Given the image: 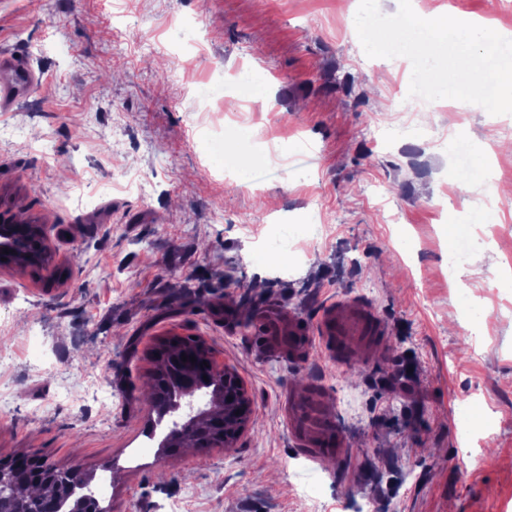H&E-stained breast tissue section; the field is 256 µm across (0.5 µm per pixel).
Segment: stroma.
Here are the masks:
<instances>
[{
    "label": "stroma",
    "instance_id": "obj_1",
    "mask_svg": "<svg viewBox=\"0 0 512 512\" xmlns=\"http://www.w3.org/2000/svg\"><path fill=\"white\" fill-rule=\"evenodd\" d=\"M336 2L0 0V55L38 75L0 112V213L55 247L49 267L0 268V459L111 471L109 512H512V203L448 177L454 138L490 183L512 153L485 109L452 127L411 105L410 61L367 57ZM421 6L512 34L504 0ZM237 79L247 103L218 156ZM242 153L246 175H225ZM316 209L325 230L302 251L254 246ZM452 236L471 244L453 280ZM346 298L386 336L339 368L316 330ZM268 317L302 343L253 342L243 321ZM171 335L204 339L246 385L236 448L167 456L146 436L150 352ZM293 393L341 421L342 456L293 443ZM480 448L494 460L469 464Z\"/></svg>",
    "mask_w": 512,
    "mask_h": 512
}]
</instances>
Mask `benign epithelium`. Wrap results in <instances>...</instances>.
I'll use <instances>...</instances> for the list:
<instances>
[{
  "label": "benign epithelium",
  "instance_id": "7a95c632",
  "mask_svg": "<svg viewBox=\"0 0 512 512\" xmlns=\"http://www.w3.org/2000/svg\"><path fill=\"white\" fill-rule=\"evenodd\" d=\"M9 254H3V251ZM53 256V247L39 225L24 227L17 220L0 218V266L17 261L32 267H41ZM7 261H2V258ZM200 356L208 360V367L196 378L179 380L184 399L189 401L196 392L205 390L212 401V409L198 413L190 420L173 421L164 444L178 447L193 440L201 426L209 420L212 410L224 412V433L218 435L216 446L235 447L252 419V401L241 379L228 367L220 366L210 355L206 343L197 339ZM40 484L60 492L71 502L68 512H94L91 488L85 473L77 468H59L34 454L14 460L0 461V512H43L45 502L33 494L20 493V487Z\"/></svg>",
  "mask_w": 512,
  "mask_h": 512
}]
</instances>
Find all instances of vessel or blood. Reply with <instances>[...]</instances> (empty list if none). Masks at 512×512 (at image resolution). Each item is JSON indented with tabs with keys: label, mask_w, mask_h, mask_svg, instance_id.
<instances>
[{
	"label": "vessel or blood",
	"mask_w": 512,
	"mask_h": 512,
	"mask_svg": "<svg viewBox=\"0 0 512 512\" xmlns=\"http://www.w3.org/2000/svg\"><path fill=\"white\" fill-rule=\"evenodd\" d=\"M0 69L11 72V80L0 83V100L12 106L19 102L22 89L33 81L32 73L15 68L9 57L0 58ZM329 345L328 352L343 365L370 358L378 336L384 335L385 325L370 306L353 299L329 305L317 329ZM289 405L295 415L290 422L292 432L312 456L340 455L345 446L344 428L337 417L321 412L308 399L293 397Z\"/></svg>",
	"instance_id": "1"
}]
</instances>
